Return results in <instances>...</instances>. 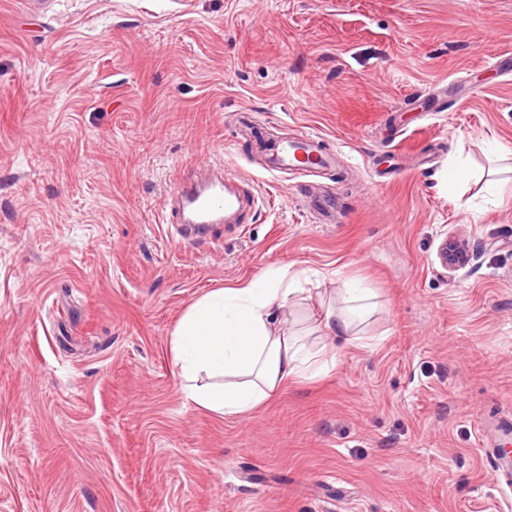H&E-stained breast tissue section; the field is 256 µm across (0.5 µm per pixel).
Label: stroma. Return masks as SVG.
Segmentation results:
<instances>
[{"label":"stroma","mask_w":512,"mask_h":512,"mask_svg":"<svg viewBox=\"0 0 512 512\" xmlns=\"http://www.w3.org/2000/svg\"><path fill=\"white\" fill-rule=\"evenodd\" d=\"M512 0H0V512H512ZM440 112L427 115L430 104ZM323 136L312 186L237 137ZM462 161L476 177L442 179ZM258 211L192 240L188 170ZM468 241L455 271L443 240ZM288 264L376 309L335 368L226 419L170 349L216 288Z\"/></svg>","instance_id":"obj_1"}]
</instances>
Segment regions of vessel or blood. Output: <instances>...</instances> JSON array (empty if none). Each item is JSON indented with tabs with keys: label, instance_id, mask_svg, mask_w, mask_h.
Wrapping results in <instances>:
<instances>
[{
	"label": "vessel or blood",
	"instance_id": "1",
	"mask_svg": "<svg viewBox=\"0 0 512 512\" xmlns=\"http://www.w3.org/2000/svg\"><path fill=\"white\" fill-rule=\"evenodd\" d=\"M329 165L330 154L322 139L307 134L274 147L268 170L307 175L315 168L325 169ZM254 205V196L244 179L215 169L205 177H191L179 186L170 204V217L173 223L197 233L212 224L245 223L248 210Z\"/></svg>",
	"mask_w": 512,
	"mask_h": 512
}]
</instances>
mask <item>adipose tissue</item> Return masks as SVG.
<instances>
[{
    "instance_id": "adipose-tissue-1",
    "label": "adipose tissue",
    "mask_w": 512,
    "mask_h": 512,
    "mask_svg": "<svg viewBox=\"0 0 512 512\" xmlns=\"http://www.w3.org/2000/svg\"><path fill=\"white\" fill-rule=\"evenodd\" d=\"M371 289L343 282L335 297L301 287L290 266L268 268L202 296L189 306L170 338L183 389L198 407L243 417L262 407L286 383L314 377L335 365V348L311 349L279 319L290 304L316 302L315 332L353 340V301Z\"/></svg>"
}]
</instances>
